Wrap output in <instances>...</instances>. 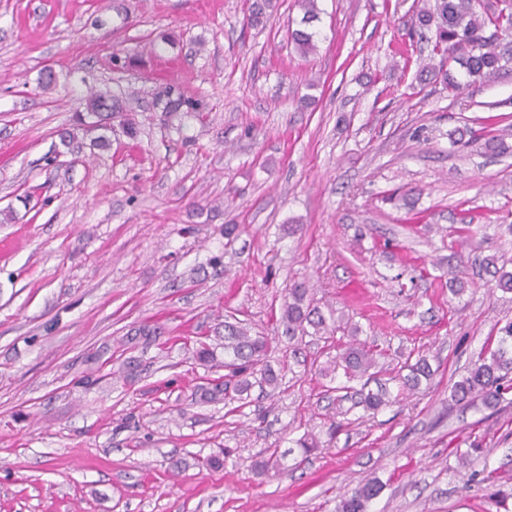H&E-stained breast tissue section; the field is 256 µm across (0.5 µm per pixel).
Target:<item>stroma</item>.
I'll use <instances>...</instances> for the list:
<instances>
[{
    "instance_id": "1",
    "label": "stroma",
    "mask_w": 512,
    "mask_h": 512,
    "mask_svg": "<svg viewBox=\"0 0 512 512\" xmlns=\"http://www.w3.org/2000/svg\"><path fill=\"white\" fill-rule=\"evenodd\" d=\"M273 2L253 28L247 0H0V512H336L371 478L368 512H512V404L450 398L512 321L481 268L512 272V70L455 97L420 84L418 0H318L304 58L302 9ZM169 83L208 112L172 128L153 107ZM91 88L125 94L137 135L68 151ZM490 114L506 152L451 146ZM296 282L380 366L421 351L433 380L339 422L335 349L279 321ZM227 317L275 341L283 372L241 413L193 396L197 339ZM146 321L165 333L130 380L119 346ZM307 431L326 448L298 466ZM270 448L284 470L257 473ZM463 452L490 481L456 477Z\"/></svg>"
}]
</instances>
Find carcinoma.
Returning a JSON list of instances; mask_svg holds the SVG:
<instances>
[{
	"label": "carcinoma",
	"instance_id": "1",
	"mask_svg": "<svg viewBox=\"0 0 512 512\" xmlns=\"http://www.w3.org/2000/svg\"><path fill=\"white\" fill-rule=\"evenodd\" d=\"M271 0H253L250 6L248 24L258 26L267 19ZM416 24L423 30H434L431 56L440 57L437 64L429 62L422 66L421 75L430 84L442 85L448 92L456 93L476 83L495 80L509 63L512 51L497 43V33L509 26L512 28V0H500L496 9L479 14L475 11L474 0H434L433 6H423L416 12ZM315 33L295 30L290 33V41L295 49L306 56L316 49ZM154 107L165 114L168 122L182 121L183 118L206 110V103L185 93L176 85H168L159 91L154 99ZM120 120L130 136L136 129L127 117L123 96L91 92L83 99V110L77 113L76 120L85 133L99 132L94 137V145L106 148L110 145L105 132L112 129L111 121ZM453 143H463L467 138L474 142L484 139V147L493 152H504L507 147L503 140L477 132L470 128L453 132ZM281 322L288 337L303 338L308 329L324 334V340L336 343V357L333 366L342 369L345 384L334 387L340 392L350 389L349 383L360 381L375 366L376 351L367 343L353 339L341 343L335 339L340 330L334 317H326L321 307L314 304L310 289L303 283H295L288 288L281 307ZM214 339L224 349V374L211 378L202 377L196 387L199 401L203 403L235 404L232 411L239 412L246 407V394L253 387L254 378L259 383L277 387L281 378L272 372L267 364L271 341L266 336L251 334V328L235 321L215 324ZM162 335V327L157 323L145 322L126 337L125 344L135 346L136 340H146ZM195 358L200 365H217L215 348L201 340L195 350ZM433 371L423 354L408 355L396 370L395 378L402 387L415 390L421 382L430 380ZM359 400L355 405L363 412L375 414L390 404L388 392L381 386L377 391H356ZM512 395V321L505 323L490 337L487 350L479 354L461 380L455 382L450 397L457 403H471L476 399L491 408L497 407ZM321 441L313 433H305L296 440L301 449L302 459H307L320 448ZM381 491L377 480H369L351 493L341 496L336 512H367L368 503Z\"/></svg>",
	"mask_w": 512,
	"mask_h": 512
}]
</instances>
